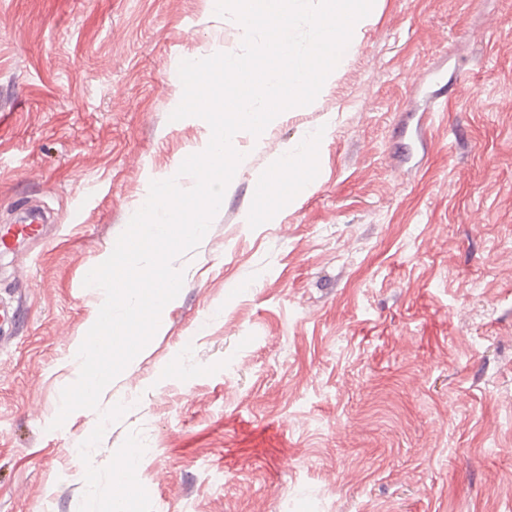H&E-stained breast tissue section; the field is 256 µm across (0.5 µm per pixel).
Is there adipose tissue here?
<instances>
[{
	"label": "adipose tissue",
	"mask_w": 512,
	"mask_h": 512,
	"mask_svg": "<svg viewBox=\"0 0 512 512\" xmlns=\"http://www.w3.org/2000/svg\"><path fill=\"white\" fill-rule=\"evenodd\" d=\"M327 128L306 133L302 147H289L276 153L268 174L261 177L268 199L280 197L282 191L298 196L305 193L310 185L308 171L311 167L320 141L327 135Z\"/></svg>",
	"instance_id": "obj_1"
}]
</instances>
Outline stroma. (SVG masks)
Returning a JSON list of instances; mask_svg holds the SVG:
<instances>
[{
    "mask_svg": "<svg viewBox=\"0 0 512 512\" xmlns=\"http://www.w3.org/2000/svg\"><path fill=\"white\" fill-rule=\"evenodd\" d=\"M242 40L209 0H0V225L48 217L0 253V512H98L136 443L137 512H512V0H380L307 110L240 136L155 336L53 428L86 274L209 135L170 118L179 64ZM327 123L309 191L260 202Z\"/></svg>",
    "mask_w": 512,
    "mask_h": 512,
    "instance_id": "35a3bbf8",
    "label": "stroma"
}]
</instances>
